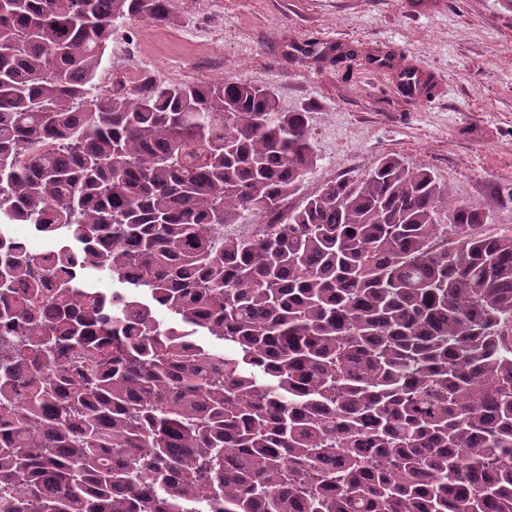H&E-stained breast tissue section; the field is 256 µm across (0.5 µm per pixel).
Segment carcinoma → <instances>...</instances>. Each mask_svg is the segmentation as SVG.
Masks as SVG:
<instances>
[{
  "instance_id": "carcinoma-1",
  "label": "carcinoma",
  "mask_w": 512,
  "mask_h": 512,
  "mask_svg": "<svg viewBox=\"0 0 512 512\" xmlns=\"http://www.w3.org/2000/svg\"><path fill=\"white\" fill-rule=\"evenodd\" d=\"M132 19L174 17L0 0V512H512V234L384 157L225 235L317 167L308 111L97 94ZM26 226H30V225L29 224H20L15 228L14 233L12 234V237L14 238V241L16 242V244L22 245L24 247V249H26L27 251H29L31 253L37 254V255H41V256L51 255L54 252V248H53V245L50 242V240H48L46 238H42L40 240H32L31 238H33V239H39V238L33 236L28 228V234L31 237L30 238L25 232V230L27 229Z\"/></svg>"
}]
</instances>
